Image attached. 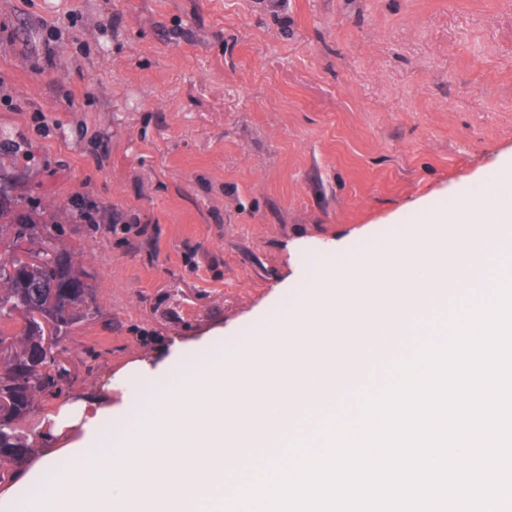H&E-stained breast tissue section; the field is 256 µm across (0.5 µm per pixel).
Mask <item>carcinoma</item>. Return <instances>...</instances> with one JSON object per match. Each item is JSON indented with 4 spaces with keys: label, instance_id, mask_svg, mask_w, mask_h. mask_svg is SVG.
<instances>
[{
    "label": "carcinoma",
    "instance_id": "cac0c4a2",
    "mask_svg": "<svg viewBox=\"0 0 512 512\" xmlns=\"http://www.w3.org/2000/svg\"><path fill=\"white\" fill-rule=\"evenodd\" d=\"M75 228L74 224L43 223L38 242L61 245ZM64 264L76 274L85 271L66 250L63 257L38 269L0 257V280L11 284L0 291V336L9 337L15 346L13 353L0 350V482L26 472L42 455L43 443L36 435L41 426L37 410L76 380L65 349L54 354L43 348L40 319L50 321L63 339L96 312L94 288L78 277L64 276ZM17 315L24 318L21 327L4 329L3 324Z\"/></svg>",
    "mask_w": 512,
    "mask_h": 512
}]
</instances>
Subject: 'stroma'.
<instances>
[{
	"label": "stroma",
	"mask_w": 512,
	"mask_h": 512,
	"mask_svg": "<svg viewBox=\"0 0 512 512\" xmlns=\"http://www.w3.org/2000/svg\"><path fill=\"white\" fill-rule=\"evenodd\" d=\"M0 22L24 211L70 224L79 192L148 229L65 239L98 308L63 341L76 404L257 335L312 255L512 157V0H0Z\"/></svg>",
	"instance_id": "obj_1"
}]
</instances>
